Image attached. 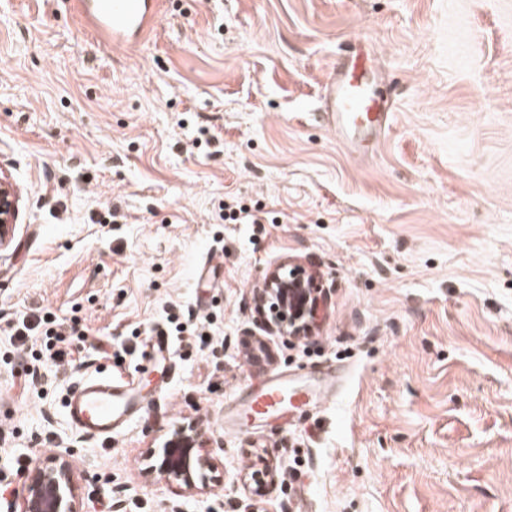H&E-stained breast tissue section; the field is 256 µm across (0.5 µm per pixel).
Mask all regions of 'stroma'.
I'll list each match as a JSON object with an SVG mask.
<instances>
[{
    "label": "stroma",
    "mask_w": 512,
    "mask_h": 512,
    "mask_svg": "<svg viewBox=\"0 0 512 512\" xmlns=\"http://www.w3.org/2000/svg\"><path fill=\"white\" fill-rule=\"evenodd\" d=\"M359 36L396 102L362 162L320 101ZM0 169V512L27 479L6 455L62 448L84 512H239L265 467L255 512H512V0H166L119 58L68 0H0ZM292 261L327 297L286 342L256 294ZM38 309L82 317L74 366L17 363L9 324ZM172 313L204 330L163 398L109 440L70 427L85 377L153 381ZM329 369L335 399L222 428L238 386ZM187 425L219 480L201 493L148 471ZM19 196L11 177L0 169V246L4 245L15 223Z\"/></svg>",
    "instance_id": "35a3bbf8"
}]
</instances>
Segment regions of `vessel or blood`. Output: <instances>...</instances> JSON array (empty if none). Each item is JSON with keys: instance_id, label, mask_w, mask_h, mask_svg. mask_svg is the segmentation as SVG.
I'll return each mask as SVG.
<instances>
[{"instance_id": "obj_1", "label": "vessel or blood", "mask_w": 512, "mask_h": 512, "mask_svg": "<svg viewBox=\"0 0 512 512\" xmlns=\"http://www.w3.org/2000/svg\"><path fill=\"white\" fill-rule=\"evenodd\" d=\"M85 30L123 55L145 45L162 12V0H70ZM383 77L372 51L357 48L341 59L322 86L321 101L329 124L349 153L364 159L376 152L393 118L395 103L379 91ZM148 347L161 372L173 367L169 336L155 331ZM315 388L272 377L258 389L241 392L225 428L240 430L280 419L288 409L324 402ZM149 405L134 379L115 373L88 377L72 388L66 400V418L75 430L109 439L128 429Z\"/></svg>"}]
</instances>
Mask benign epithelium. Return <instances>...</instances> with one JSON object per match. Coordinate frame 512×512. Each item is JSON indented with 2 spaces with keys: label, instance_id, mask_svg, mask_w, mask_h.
Instances as JSON below:
<instances>
[{
  "label": "benign epithelium",
  "instance_id": "benign-epithelium-1",
  "mask_svg": "<svg viewBox=\"0 0 512 512\" xmlns=\"http://www.w3.org/2000/svg\"><path fill=\"white\" fill-rule=\"evenodd\" d=\"M19 196L11 177L0 170V246L4 245L15 223ZM308 279L282 278L274 272L267 278L262 301H270L277 323L264 324L286 339H299L311 334L318 307L325 292L316 273ZM214 464L202 449L190 443V435L176 432L162 449L157 467L159 474L171 483L188 489L207 487L203 471ZM8 512H82L79 482L69 452L52 455L35 462L19 501L8 506Z\"/></svg>",
  "mask_w": 512,
  "mask_h": 512
}]
</instances>
